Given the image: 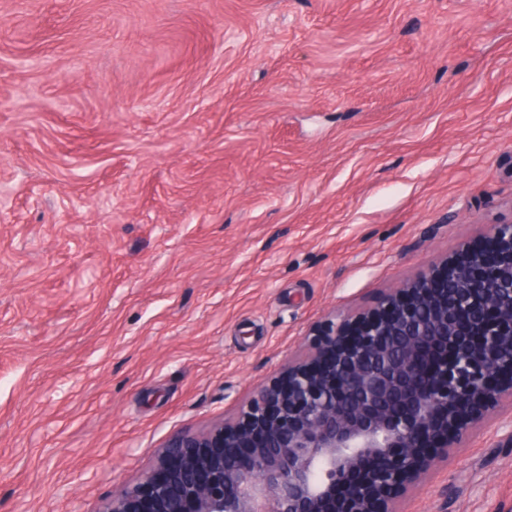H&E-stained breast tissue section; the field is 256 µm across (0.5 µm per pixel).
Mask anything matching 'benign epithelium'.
<instances>
[{
    "label": "benign epithelium",
    "instance_id": "7a95c632",
    "mask_svg": "<svg viewBox=\"0 0 512 512\" xmlns=\"http://www.w3.org/2000/svg\"><path fill=\"white\" fill-rule=\"evenodd\" d=\"M512 224L350 318L230 423L172 435L106 512H398L473 426L512 447Z\"/></svg>",
    "mask_w": 512,
    "mask_h": 512
}]
</instances>
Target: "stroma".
I'll return each mask as SVG.
<instances>
[{
  "mask_svg": "<svg viewBox=\"0 0 512 512\" xmlns=\"http://www.w3.org/2000/svg\"><path fill=\"white\" fill-rule=\"evenodd\" d=\"M509 222L512 0H0V512H103ZM496 441L402 512H512Z\"/></svg>",
  "mask_w": 512,
  "mask_h": 512,
  "instance_id": "obj_1",
  "label": "stroma"
}]
</instances>
